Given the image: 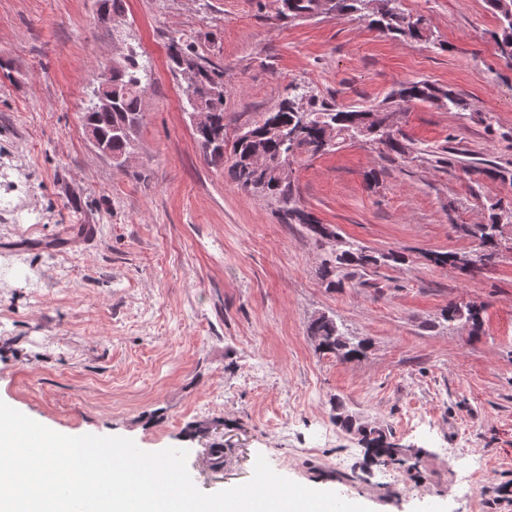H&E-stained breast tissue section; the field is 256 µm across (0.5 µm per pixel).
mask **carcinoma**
I'll use <instances>...</instances> for the list:
<instances>
[{"mask_svg":"<svg viewBox=\"0 0 512 512\" xmlns=\"http://www.w3.org/2000/svg\"><path fill=\"white\" fill-rule=\"evenodd\" d=\"M281 14L285 19L313 18L319 14H332L334 18L357 17L368 21L369 25L394 39L429 40V28L421 24L422 18L413 19L401 8V0H280ZM488 9L499 22L494 33L497 55L512 66V0H486ZM184 55H197L194 44L179 36L171 38L169 59L171 69L178 67ZM122 68L103 69L96 75V81L104 82L112 78V95L115 106L110 110L86 109L82 112V125H89L103 138L111 158L133 155V135L143 122L142 96L145 91L143 79L147 78L149 62L139 59V54L131 49L121 61ZM288 97L278 107L263 114L262 118L248 127V134H236L227 139L224 133V70L206 64L200 73L198 87L183 92V106L194 101L199 111L210 116V124L195 131V141L204 161L211 166L230 162L234 181L242 189L270 197L281 204L284 217L290 224H302L315 239H320L324 225L314 215L298 207L293 174L282 176L276 172L279 162L290 159L295 162L301 154L317 156L323 154L317 147L326 130L335 132L336 140L353 138L355 130L366 124L373 111L399 112L407 104L427 102L450 110L466 111L469 103L455 91L439 86L429 80L399 81L377 104L370 106L338 107L330 105L312 94L305 85L289 84ZM305 118L296 141H279L264 133L270 124H278L289 130L299 124V117ZM370 143L379 147V152L388 156L407 158L412 148L405 143L398 130L380 131L369 137ZM467 174H479L492 180L512 181V170L496 165L491 167H466ZM488 217L483 224H462L461 230L478 240L479 254L476 262L484 264L492 261L505 245L503 228L512 224V203L497 200L488 207ZM404 256L389 252L376 256L365 247L354 242H346L332 251L321 265L320 275L328 286L342 283L343 279L354 275L356 270L376 266L380 263H401ZM466 319L473 325L480 323L478 309L448 305L447 320ZM308 333L318 343V348L341 361L358 359L365 354L366 343L352 339L340 332L336 321L320 315L308 325ZM361 443L372 451L374 456L394 459L406 449L390 441L381 427H357Z\"/></svg>","mask_w":512,"mask_h":512,"instance_id":"1","label":"carcinoma"}]
</instances>
